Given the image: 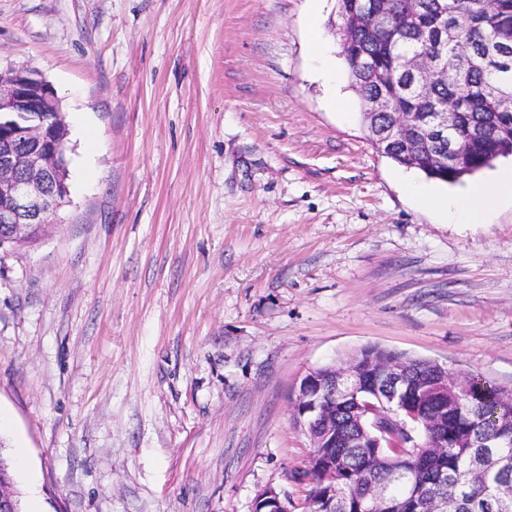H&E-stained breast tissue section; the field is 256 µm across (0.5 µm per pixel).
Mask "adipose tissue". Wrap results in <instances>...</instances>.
<instances>
[{"instance_id": "ef3b65f1", "label": "adipose tissue", "mask_w": 512, "mask_h": 512, "mask_svg": "<svg viewBox=\"0 0 512 512\" xmlns=\"http://www.w3.org/2000/svg\"><path fill=\"white\" fill-rule=\"evenodd\" d=\"M506 198L512 199V169L502 171L491 180L474 184L453 196L422 193L421 202L426 207L445 213L450 223L479 224L488 211Z\"/></svg>"}]
</instances>
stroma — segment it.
<instances>
[{
  "label": "stroma",
  "mask_w": 512,
  "mask_h": 512,
  "mask_svg": "<svg viewBox=\"0 0 512 512\" xmlns=\"http://www.w3.org/2000/svg\"><path fill=\"white\" fill-rule=\"evenodd\" d=\"M336 0H0L68 128L69 204L0 250L25 512H301L299 379L364 345L512 389V202L451 224L384 157ZM344 107H336L335 99Z\"/></svg>",
  "instance_id": "stroma-1"
}]
</instances>
